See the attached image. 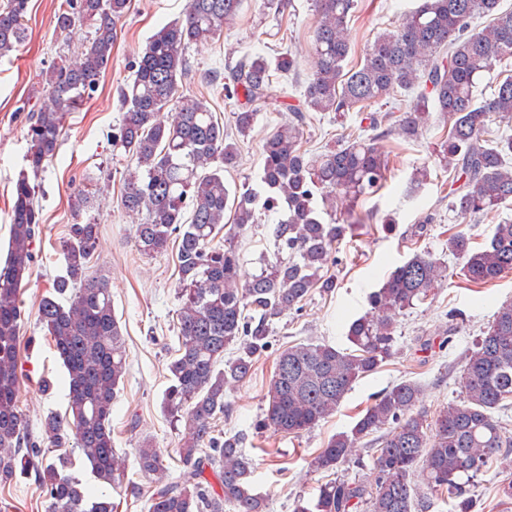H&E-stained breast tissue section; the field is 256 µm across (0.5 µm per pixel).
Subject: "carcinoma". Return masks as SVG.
Listing matches in <instances>:
<instances>
[{
	"mask_svg": "<svg viewBox=\"0 0 512 512\" xmlns=\"http://www.w3.org/2000/svg\"><path fill=\"white\" fill-rule=\"evenodd\" d=\"M29 0L0 4V57L28 36ZM244 0H189L184 17L165 24L130 64L132 75L118 88L122 112L112 129V154L128 159L122 207L145 213L136 245L146 255L177 242L179 348L168 364L169 386L162 408L187 433L177 448L183 465L197 477L193 488L164 480L161 450L136 449L140 474L153 480L148 512H265L266 499L253 484L254 464L242 435L213 436L224 412L226 389L251 373L269 347L273 321L319 288L334 287L324 274L328 259L353 228L336 220L339 201L357 203L379 191L390 175L389 156L374 146L384 124V105L400 90L414 93L409 111L391 133L409 142L440 113L445 132L438 146L455 168L448 210L465 224L512 206V135L486 137L487 120L512 122V75L491 94L477 92L497 64L512 58V8L501 0H422L400 15L349 68L348 23L355 0H315V70L293 118L265 139L263 164L254 183L230 186L224 173L236 166L240 143L251 134L259 112L270 106L272 74L296 70L285 52L275 60L256 52L230 69L221 84L234 101L235 133L224 130L205 101L179 94L186 52L224 33ZM131 0H62L55 17L58 60L42 74L48 100L32 115L26 161L41 173L55 156L66 114L92 95L112 62L116 25ZM490 16L485 25L477 20ZM93 28L88 43L73 49L69 34L78 25ZM172 108L175 115L161 117ZM332 112L344 122L365 112L373 134L336 139L317 154L303 149L308 112ZM37 185L25 174L15 185L12 224L0 264V485L35 475L48 500L47 512H116L112 496L99 494L71 473L75 458L115 490L132 494L112 448V407L126 376V349L112 308L109 280L90 273L100 225L74 224L62 247L64 271L39 302L38 318L66 370L67 409L40 418L30 428L19 406L23 381L19 334L25 321L22 299L34 263L41 224ZM233 229L223 241L226 208ZM278 214L272 235L279 255L264 262L246 283L239 278L237 231L258 223V213ZM448 252L462 260L461 274L490 285L512 272V221L502 220L481 246L457 231ZM448 278V265L425 251L390 270L368 297L369 309L348 325L351 346L296 343L278 356L269 382L267 408L258 427L300 434L338 410L352 385L391 360L398 320L415 303L435 295ZM462 397L435 415L422 409L418 382L403 380L376 396L353 427L330 438L313 456L315 471L332 472L350 462L352 448L388 429L372 455L375 484L335 479L293 512H428L435 500H453L452 512H474L466 486L488 471L512 435L498 415L512 399V302L465 355ZM77 436L70 450V432Z\"/></svg>",
	"mask_w": 512,
	"mask_h": 512,
	"instance_id": "obj_1",
	"label": "carcinoma"
}]
</instances>
